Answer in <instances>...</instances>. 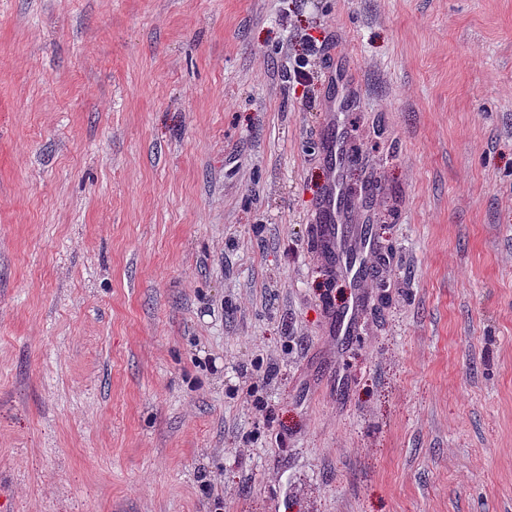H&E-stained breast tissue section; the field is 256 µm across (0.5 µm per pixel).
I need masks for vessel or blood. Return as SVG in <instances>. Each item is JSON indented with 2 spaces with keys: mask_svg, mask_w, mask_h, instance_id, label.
<instances>
[{
  "mask_svg": "<svg viewBox=\"0 0 512 512\" xmlns=\"http://www.w3.org/2000/svg\"><path fill=\"white\" fill-rule=\"evenodd\" d=\"M319 150L328 177L308 221L315 226L323 260L352 291L350 304L331 313L333 334L345 337L354 335L369 292L380 279L375 262L380 248L367 224V209L358 208L345 186L344 173L352 157L339 113L329 112Z\"/></svg>",
  "mask_w": 512,
  "mask_h": 512,
  "instance_id": "obj_1",
  "label": "vessel or blood"
}]
</instances>
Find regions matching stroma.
Returning <instances> with one entry per match:
<instances>
[{"instance_id":"35a3bbf8","label":"stroma","mask_w":512,"mask_h":512,"mask_svg":"<svg viewBox=\"0 0 512 512\" xmlns=\"http://www.w3.org/2000/svg\"><path fill=\"white\" fill-rule=\"evenodd\" d=\"M0 512H512V0H0ZM326 110L329 118L319 150L328 177L308 221L315 224L321 257L352 291L350 304L331 313V330L343 339L354 336L370 288L381 277L375 262L381 252L370 224H365L369 210L358 208L345 186L344 173L352 157L345 143L340 113L334 112L330 101Z\"/></svg>"}]
</instances>
